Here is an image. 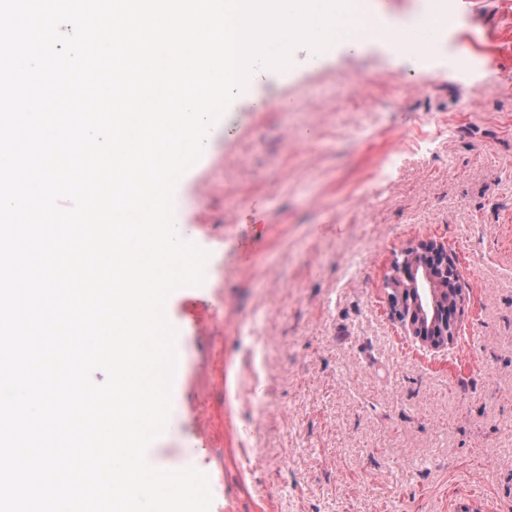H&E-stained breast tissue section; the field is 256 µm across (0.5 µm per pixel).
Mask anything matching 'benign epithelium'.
Returning a JSON list of instances; mask_svg holds the SVG:
<instances>
[{
    "label": "benign epithelium",
    "mask_w": 512,
    "mask_h": 512,
    "mask_svg": "<svg viewBox=\"0 0 512 512\" xmlns=\"http://www.w3.org/2000/svg\"><path fill=\"white\" fill-rule=\"evenodd\" d=\"M401 261L393 263L394 272L386 280L387 301L390 313L394 319H399L395 297L405 292L416 293L425 288L429 293V304L422 306L415 303L410 315L403 320L408 331L423 345L438 349L448 345L452 336L456 335V320L450 319V330L437 331L440 323V312L447 309L440 289L438 271L430 264L429 259L436 258L443 261V271L456 266L448 246L437 240L422 239L400 252Z\"/></svg>",
    "instance_id": "1"
}]
</instances>
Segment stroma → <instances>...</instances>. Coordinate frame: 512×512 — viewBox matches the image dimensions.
Segmentation results:
<instances>
[{
	"label": "stroma",
	"instance_id": "35a3bbf8",
	"mask_svg": "<svg viewBox=\"0 0 512 512\" xmlns=\"http://www.w3.org/2000/svg\"><path fill=\"white\" fill-rule=\"evenodd\" d=\"M437 42L420 62L377 42L297 55L176 188L175 224L202 225L224 274L167 311L182 361L153 446L210 475V512H512V0H475ZM423 238L462 286L444 350L386 302Z\"/></svg>",
	"mask_w": 512,
	"mask_h": 512
}]
</instances>
